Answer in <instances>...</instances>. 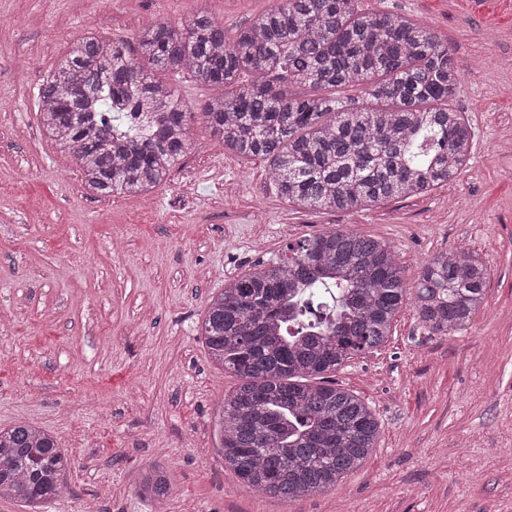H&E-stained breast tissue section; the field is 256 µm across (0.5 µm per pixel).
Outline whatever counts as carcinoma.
Here are the masks:
<instances>
[{"mask_svg": "<svg viewBox=\"0 0 512 512\" xmlns=\"http://www.w3.org/2000/svg\"><path fill=\"white\" fill-rule=\"evenodd\" d=\"M138 53L89 35L70 45L38 91L40 123L100 197L145 194L189 151L191 113L161 73L218 90L200 107L224 151L269 162L277 194L306 210L350 212L455 182L472 137L451 107L460 67L421 23L358 0H275L228 38L200 11L176 29L141 31ZM314 90L296 94L287 87ZM358 86L366 104L321 94ZM490 271L471 251L434 255L419 274L415 312L430 334L467 329ZM406 296L404 270L374 237L325 230L285 258L224 283L200 324L209 359L240 384L220 406L224 466L250 488L288 501L336 488L380 434L369 405L312 380L384 345ZM68 465L46 431L0 428V498L38 512L64 493ZM138 497L170 494L155 465Z\"/></svg>", "mask_w": 512, "mask_h": 512, "instance_id": "carcinoma-1", "label": "carcinoma"}]
</instances>
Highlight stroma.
<instances>
[{
    "label": "stroma",
    "instance_id": "stroma-1",
    "mask_svg": "<svg viewBox=\"0 0 512 512\" xmlns=\"http://www.w3.org/2000/svg\"><path fill=\"white\" fill-rule=\"evenodd\" d=\"M274 0H0V426L55 436L71 466L41 512H152L134 490L162 465L167 512H512V10L504 0H359L428 26L460 65L455 108L474 135L459 179L350 213L280 199L266 160L226 153L198 109L210 87L170 77L191 148L149 195L87 192L46 138L37 93L77 38L135 44L157 21L208 11L227 33ZM386 242L414 284L465 248L491 269L467 330H423L411 302L387 343L330 373L380 423L336 489L285 501L246 486L217 451L216 413L239 380L196 329L225 279L328 229ZM264 239L261 254L252 237Z\"/></svg>",
    "mask_w": 512,
    "mask_h": 512
}]
</instances>
